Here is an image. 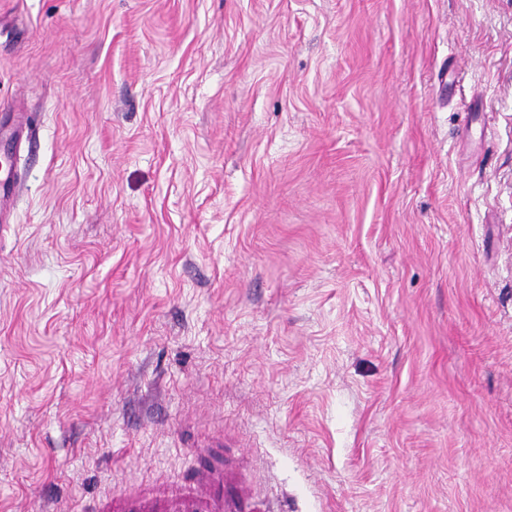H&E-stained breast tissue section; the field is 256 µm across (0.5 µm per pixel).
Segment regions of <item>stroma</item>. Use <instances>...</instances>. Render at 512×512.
<instances>
[{"label": "stroma", "mask_w": 512, "mask_h": 512, "mask_svg": "<svg viewBox=\"0 0 512 512\" xmlns=\"http://www.w3.org/2000/svg\"><path fill=\"white\" fill-rule=\"evenodd\" d=\"M0 512H512V0H0Z\"/></svg>", "instance_id": "1"}]
</instances>
